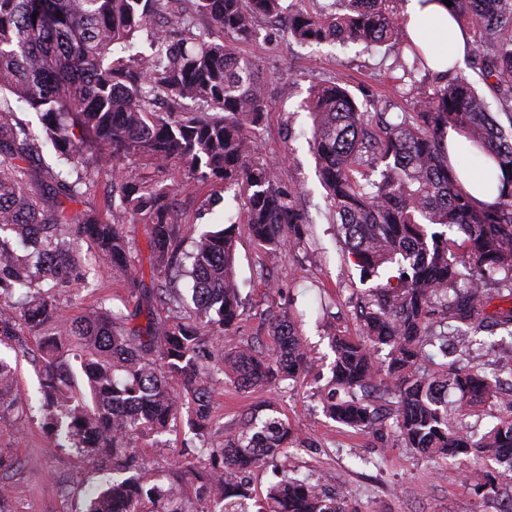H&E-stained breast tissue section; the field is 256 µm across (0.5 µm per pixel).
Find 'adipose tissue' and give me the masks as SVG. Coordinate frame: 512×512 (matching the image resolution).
I'll list each match as a JSON object with an SVG mask.
<instances>
[{
    "label": "adipose tissue",
    "mask_w": 512,
    "mask_h": 512,
    "mask_svg": "<svg viewBox=\"0 0 512 512\" xmlns=\"http://www.w3.org/2000/svg\"><path fill=\"white\" fill-rule=\"evenodd\" d=\"M401 25L410 44L437 74L462 65L470 49L469 30L453 17L444 0H406Z\"/></svg>",
    "instance_id": "ef3b65f1"
}]
</instances>
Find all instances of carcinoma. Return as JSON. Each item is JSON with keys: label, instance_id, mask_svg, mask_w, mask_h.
Listing matches in <instances>:
<instances>
[{"label": "carcinoma", "instance_id": "obj_1", "mask_svg": "<svg viewBox=\"0 0 512 512\" xmlns=\"http://www.w3.org/2000/svg\"><path fill=\"white\" fill-rule=\"evenodd\" d=\"M336 12L298 15L297 40L367 47L392 39L397 0H339ZM465 6L472 68L502 109L495 119L476 83L457 74L441 85L415 80L425 69L396 56L414 86L397 120L367 112L338 82L316 85L306 101L310 143L338 231L365 279L397 275L369 290L357 338L329 337L328 416L359 430L382 421L374 401L396 399L394 432L435 460H469L474 491L498 494L512 471L510 414L477 435L462 426L471 408L501 399L495 376L454 362L432 371V347L448 349L461 327L512 328V308L488 314V286L512 297V0H452ZM281 0H0V93L39 114L41 134L0 105V346L34 341L41 428L51 448H71L112 472L84 512H356L311 479L283 476L266 493L250 471L277 461L296 443L271 408H254L221 441L212 434V381L243 391L293 381L312 356L287 314L269 327L275 348L252 343L224 350L236 334L242 298L235 278L237 221L223 215L181 253L183 224L172 203L182 170L212 178L241 199L254 240L293 251L305 237L294 194L278 181L257 132L265 112L252 64L235 45L253 37L258 15L278 17ZM165 96L179 109L160 112ZM489 152L502 189L483 207L458 188L445 129ZM56 168L41 179L23 166L39 144ZM141 161L151 175L125 178L105 211L70 212L104 166ZM148 225L146 285L131 263L124 225ZM94 258L126 282L129 314L100 307L71 319L62 300L91 286L78 256ZM186 278L189 291L177 282ZM145 315L146 324L135 320ZM15 369L0 356V423L20 420ZM183 425L180 461L164 479L145 471L138 443ZM199 454L208 464L194 465Z\"/></svg>", "mask_w": 512, "mask_h": 512}]
</instances>
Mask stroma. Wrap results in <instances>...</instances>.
<instances>
[{"label":"stroma","mask_w":512,"mask_h":512,"mask_svg":"<svg viewBox=\"0 0 512 512\" xmlns=\"http://www.w3.org/2000/svg\"><path fill=\"white\" fill-rule=\"evenodd\" d=\"M253 29L252 39L237 44L236 51L251 61L263 86L262 148L278 161L282 187L295 192L308 236L302 249L272 252L257 245L247 225H240L235 241L242 316L236 336L225 338L224 347L232 349L242 339L271 346L269 320L288 312L312 351L314 367L297 382L251 392L215 382V433L236 428L259 402L288 420L301 444L285 449L278 466L254 469L252 487L259 493L283 467L301 477L312 476L328 493L344 495L356 512H497L495 497L477 495L469 486L465 465L438 463L404 447L388 426L367 432L337 423L324 415L319 399V381L329 378L334 358L327 334L336 330L359 335V297L368 284L338 236L310 151L312 119L302 105L312 86L338 80L353 94L369 92L367 111L394 117L410 109L411 85L393 66L396 52L408 48L403 31L366 50L352 44L297 41L280 18L256 17ZM176 207L189 238L212 229L223 214L243 215L239 201L219 179L189 184L179 191ZM97 305L124 314L134 302L125 283L101 269L65 310L77 315ZM490 341V350L472 348L471 357L496 370L503 385L511 386L512 337L500 332ZM38 371L35 349L19 354V393L29 410L17 426L0 429V448L13 449L21 462L9 476L10 504L13 512H81L86 494L108 474L72 449L49 447L40 428Z\"/></svg>","instance_id":"1"}]
</instances>
